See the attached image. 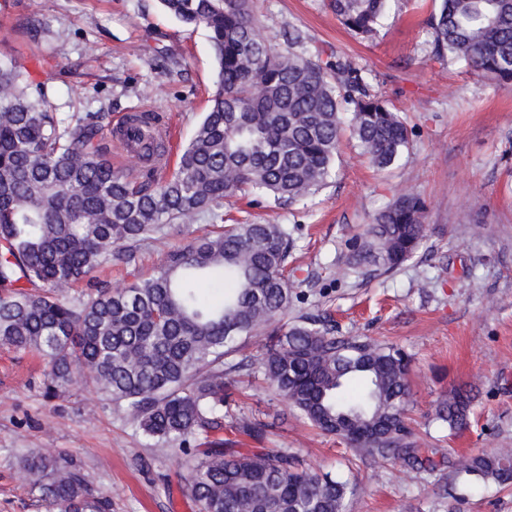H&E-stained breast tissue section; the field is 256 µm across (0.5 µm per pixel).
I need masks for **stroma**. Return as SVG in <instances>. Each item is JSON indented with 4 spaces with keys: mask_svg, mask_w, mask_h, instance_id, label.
<instances>
[{
    "mask_svg": "<svg viewBox=\"0 0 512 512\" xmlns=\"http://www.w3.org/2000/svg\"><path fill=\"white\" fill-rule=\"evenodd\" d=\"M437 3L395 0L373 39L361 41L327 0H254L269 44L284 47L298 32L301 51L353 62L413 135L402 159L383 171L343 136L323 190L290 206L231 201L224 221L287 225L289 318L324 313L338 334L401 347L412 358L418 444L472 455L512 448V87L480 79L458 61L433 60ZM33 13L44 30L21 29ZM0 61L26 69L58 117L108 113L102 141L114 167L132 174L142 161L114 148L111 124L152 109L170 119L172 151L180 153L217 80L206 32L182 24L160 0H0ZM406 190L426 203L420 249L393 271L350 269L353 238ZM204 228L170 225L163 238L133 244L129 262L99 267L95 280L113 289L147 277L168 245ZM265 342L259 336L242 349L250 370L224 378L225 447L244 454L286 448L310 470L349 480L346 512H512V490L462 491L461 476L445 465L429 479L399 460L368 458L348 469L340 439L304 422L263 380ZM43 370L36 353L0 346V512H39L19 462L30 451L76 458L90 486L111 495L112 512H197L178 445L155 444L83 382L46 398ZM457 388L473 390L475 401L468 426L451 432L436 421L435 407ZM255 420L270 425L263 437L242 430Z\"/></svg>",
    "mask_w": 512,
    "mask_h": 512,
    "instance_id": "obj_1",
    "label": "stroma"
}]
</instances>
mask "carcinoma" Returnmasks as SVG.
<instances>
[{
  "label": "carcinoma",
  "instance_id": "1",
  "mask_svg": "<svg viewBox=\"0 0 512 512\" xmlns=\"http://www.w3.org/2000/svg\"><path fill=\"white\" fill-rule=\"evenodd\" d=\"M253 0H161L208 33L215 89L172 172L132 179L98 141L104 112L60 122L29 73L0 64V345L34 351L48 367L45 395L76 379L109 396L144 435L176 443L197 512H345L349 483L308 470L286 448L242 454L224 447V374L244 368L239 347L264 331L260 370L314 427L356 457L400 458L432 473L436 448H420L407 423L409 356L362 336H341L318 316L284 321L293 300L285 275V224H224V200L296 204L332 175L343 127L380 169L394 165L413 129L363 70L339 57L273 50ZM392 0H329L354 36L373 37ZM433 56L450 54L474 75L512 84V0H440ZM424 202L403 192L352 244L353 265L397 269L421 247ZM209 220L171 247L155 273L86 299L63 290L103 263L130 258L129 243L158 240L170 224ZM475 395L455 390L435 419L468 425ZM43 512H111L82 468L25 455ZM468 482L512 488V448L454 460Z\"/></svg>",
  "mask_w": 512,
  "mask_h": 512
}]
</instances>
